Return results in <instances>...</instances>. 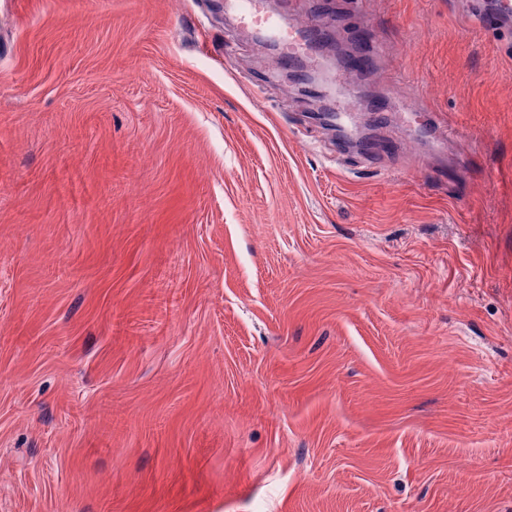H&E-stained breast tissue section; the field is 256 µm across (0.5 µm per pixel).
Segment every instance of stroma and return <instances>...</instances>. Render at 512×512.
Returning <instances> with one entry per match:
<instances>
[{
  "label": "stroma",
  "mask_w": 512,
  "mask_h": 512,
  "mask_svg": "<svg viewBox=\"0 0 512 512\" xmlns=\"http://www.w3.org/2000/svg\"><path fill=\"white\" fill-rule=\"evenodd\" d=\"M266 3L373 150L210 0H0V512H512V29ZM343 75L339 76L336 83V108L331 114V120L336 123V126L348 130L346 123L350 120L352 112L355 110L353 102L348 101L343 95Z\"/></svg>",
  "instance_id": "stroma-1"
}]
</instances>
